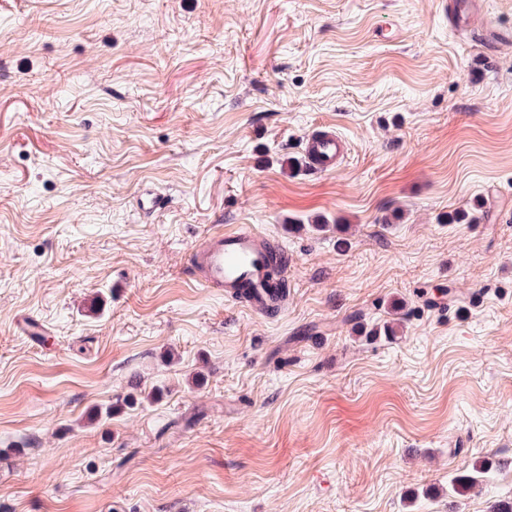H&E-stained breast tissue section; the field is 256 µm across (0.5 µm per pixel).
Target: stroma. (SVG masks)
<instances>
[{"label":"stroma","mask_w":512,"mask_h":512,"mask_svg":"<svg viewBox=\"0 0 512 512\" xmlns=\"http://www.w3.org/2000/svg\"><path fill=\"white\" fill-rule=\"evenodd\" d=\"M445 2L0 0V512L512 500V0ZM240 224L279 312L190 273ZM480 0H448V21L458 30H466L471 13L480 9ZM347 152V142L333 130H324L309 137L306 155L310 166L317 172L336 169Z\"/></svg>","instance_id":"35a3bbf8"}]
</instances>
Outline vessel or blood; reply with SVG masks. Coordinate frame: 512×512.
I'll list each match as a JSON object with an SVG mask.
<instances>
[{
    "label": "vessel or blood",
    "mask_w": 512,
    "mask_h": 512,
    "mask_svg": "<svg viewBox=\"0 0 512 512\" xmlns=\"http://www.w3.org/2000/svg\"><path fill=\"white\" fill-rule=\"evenodd\" d=\"M480 7L481 0H448V21L456 29H466L471 13ZM346 152V140L332 130L316 133L306 143L309 164L319 172L335 170ZM266 256L261 236L252 227L240 225L205 236L193 250L191 262L203 287L231 290L248 285L253 290L252 309L261 314L272 299L265 285Z\"/></svg>",
    "instance_id": "b4317fda"
}]
</instances>
